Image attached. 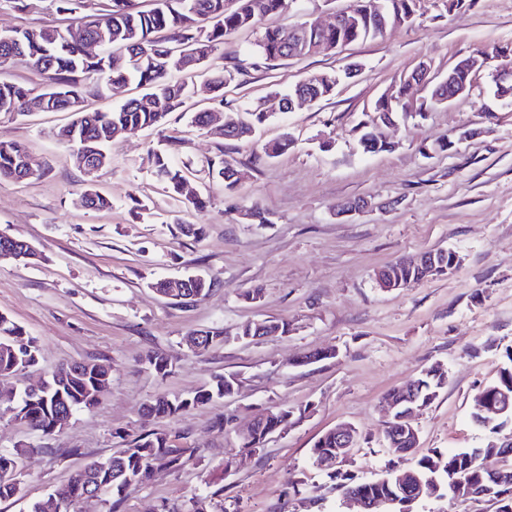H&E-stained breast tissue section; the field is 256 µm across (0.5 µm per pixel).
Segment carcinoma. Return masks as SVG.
<instances>
[{
	"label": "carcinoma",
	"instance_id": "1",
	"mask_svg": "<svg viewBox=\"0 0 512 512\" xmlns=\"http://www.w3.org/2000/svg\"><path fill=\"white\" fill-rule=\"evenodd\" d=\"M92 0H54L59 13L74 16L65 27H46L37 31L15 30L12 39L0 40V67L16 59H23L29 67L45 78L46 86L40 96L47 98L48 111L70 112L72 120L59 132L73 151L78 167H83L85 152L90 147L104 148L119 134L134 128H152L162 124L166 114L183 106L190 96L191 75L203 67H212V60L231 35L256 27L265 18L284 15L294 0H154L155 6L141 10L136 0H108L107 8L95 9ZM417 0H349L347 17L333 28L325 29L314 20L264 28L250 53L251 66L259 68L275 61L299 58L313 54H330L336 49L358 40L383 36L387 30L413 22ZM90 42L100 45L95 58L88 57L84 47ZM242 73L237 65L213 67L210 86L224 113V123L230 131L224 138L250 141L271 114L260 106L247 112L224 107V86ZM346 78L349 70H344ZM337 73H320L305 79L301 90L318 100L332 96L339 84ZM407 74L391 93L380 96L371 106L378 116L372 126L361 125L360 146L366 152L382 151L388 142L382 139L380 128L394 122L399 112L393 99L409 95L412 88ZM136 81L146 89L139 97L100 112H77L74 104L87 95H97L114 87ZM32 90L12 82L0 81V106L6 104L17 112L31 99ZM156 175L166 183L174 196L184 195L186 177L165 153L153 155ZM36 173L26 148L19 142L0 140V178L20 180ZM209 175L224 183V192L237 188L236 168L221 158L208 164ZM85 206L92 210L111 207V201L94 189L83 195ZM392 272L408 282L426 278L418 267L398 262L380 271L385 276ZM191 340L195 349L208 351L224 343V331L201 330ZM40 349L35 338L8 316L0 314V375L16 374L39 362ZM111 367L96 362H79L58 367L46 380L27 384L15 398L10 416L45 436L54 433L55 419L71 417L79 408H91L106 389ZM512 385V370L505 367L499 377L486 384L480 393L491 398L494 390L503 384ZM232 377L219 375L193 395L173 400L157 398L149 406L150 412L175 418L191 408L234 394ZM291 412L272 413L265 422L258 423V442L242 447L261 448L269 435L288 422ZM391 456L388 469L404 460L411 461L412 470L425 485L437 484L439 495L448 492V481H453L454 492L465 498L470 493L483 494L482 500L496 506L505 502L512 507V483L505 486L497 477L472 464V449L463 448L446 455L417 454L393 439L386 441ZM192 449L178 448L161 433L141 434L128 442L118 454L93 461L75 471L66 483L55 487L51 494L60 496L59 512H71V507L85 498L100 497L106 493L118 495L135 483L140 469L147 467L151 458L166 459L163 467L181 468L191 456ZM336 453V439L322 435L311 449L313 462ZM21 464V453L0 452V499L16 495L18 487L13 475ZM327 477L343 492L357 490L367 497L386 496L392 490L390 474L386 480L374 479L356 483L349 475L337 471Z\"/></svg>",
	"mask_w": 512,
	"mask_h": 512
}]
</instances>
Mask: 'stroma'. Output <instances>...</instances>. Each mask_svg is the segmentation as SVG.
<instances>
[{
  "instance_id": "1",
  "label": "stroma",
  "mask_w": 512,
  "mask_h": 512,
  "mask_svg": "<svg viewBox=\"0 0 512 512\" xmlns=\"http://www.w3.org/2000/svg\"><path fill=\"white\" fill-rule=\"evenodd\" d=\"M62 23L52 0H33L24 12L0 5L1 29ZM260 34L238 32L221 51L225 62L247 66L225 86V104L260 103L274 114L248 142L231 145L191 126V113L212 105L201 70L182 110L112 140L109 163L90 180L57 137L69 113L0 112V139L24 144L39 170L28 180H0V233L38 253L0 261V313L40 348L28 375L0 376V392L18 393L63 364L112 367L98 404L76 411L51 437L0 417V451H24L19 492L0 500V512H27L78 468L148 432L194 455L181 469H154L128 487L119 512H185L192 497L207 498V512H346L341 490L312 463L313 443L339 423L354 424L358 442L339 468L358 482L376 478L388 461L380 401L436 363L447 381L416 415L420 452L486 446L488 433L471 420L473 398L498 377L512 347V106L494 97L485 69L468 94L428 108L425 118L398 116L383 130L389 150L364 152L358 126L421 63L444 75L466 56L512 45V0H463L449 11L440 0H419L414 22L384 37L252 69L248 51ZM352 62L358 76L331 97L280 112L277 91ZM285 134L292 147L267 157L264 145ZM448 139L451 149L435 151ZM159 150L186 171V190L205 200L203 210L155 177ZM220 155L244 174L231 194L199 172ZM90 185L111 198L110 209L84 207ZM355 198L369 208L336 215L337 203ZM255 205L268 223L244 219ZM180 222L202 226V235L180 234ZM438 248L458 254L451 274L380 288L384 266ZM188 273L218 286L186 305L153 289ZM252 290L253 302L244 297ZM253 320L288 330L235 339ZM209 328L224 330L225 342L193 350L188 336ZM311 352L327 358L305 362ZM153 355L167 360L168 375L149 367ZM218 375L236 377L231 398L173 419L148 413L157 397L192 395ZM282 409L293 413L288 425L263 448L242 449L240 431ZM219 487L223 496H214Z\"/></svg>"
}]
</instances>
